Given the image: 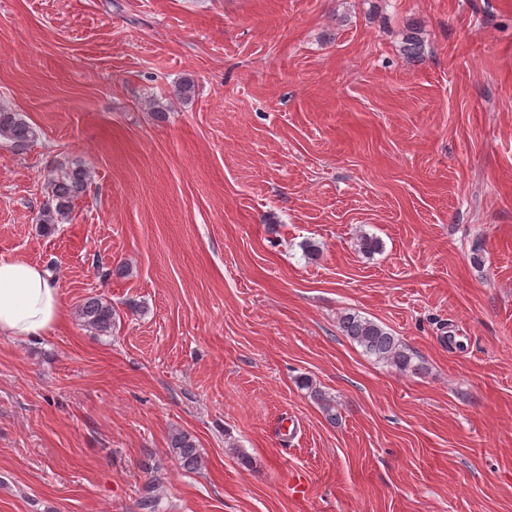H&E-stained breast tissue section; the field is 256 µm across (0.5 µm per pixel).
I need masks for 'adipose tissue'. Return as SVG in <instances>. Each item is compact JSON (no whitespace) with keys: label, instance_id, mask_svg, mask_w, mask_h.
Returning a JSON list of instances; mask_svg holds the SVG:
<instances>
[{"label":"adipose tissue","instance_id":"obj_1","mask_svg":"<svg viewBox=\"0 0 512 512\" xmlns=\"http://www.w3.org/2000/svg\"><path fill=\"white\" fill-rule=\"evenodd\" d=\"M67 319L60 288L42 266L0 260V335L32 339Z\"/></svg>","mask_w":512,"mask_h":512}]
</instances>
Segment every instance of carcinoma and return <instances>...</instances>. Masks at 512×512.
Returning a JSON list of instances; mask_svg holds the SVG:
<instances>
[{"instance_id": "cac0c4a2", "label": "carcinoma", "mask_w": 512, "mask_h": 512, "mask_svg": "<svg viewBox=\"0 0 512 512\" xmlns=\"http://www.w3.org/2000/svg\"><path fill=\"white\" fill-rule=\"evenodd\" d=\"M422 49L420 28H410L403 45L404 55L408 59H416L420 57ZM1 137L10 141L14 147L24 149L36 138V131L19 113L0 110ZM90 181V174L80 166L66 169L52 179L48 201L39 211L37 223L46 231H52L56 224L68 216L74 201L86 192ZM77 316L83 325L94 333L109 335L112 333L116 313L112 303L99 297H88L78 306ZM339 329L343 336L361 347L363 353L379 362L401 372L409 369L423 370V366L413 363L412 355L399 338L373 320L357 313L345 312L339 318ZM301 386L308 389L310 394L323 404L329 419L336 420L333 404L309 379L301 380ZM169 448L184 469L193 471L201 468L200 450L189 434L183 431L172 433Z\"/></svg>"}]
</instances>
